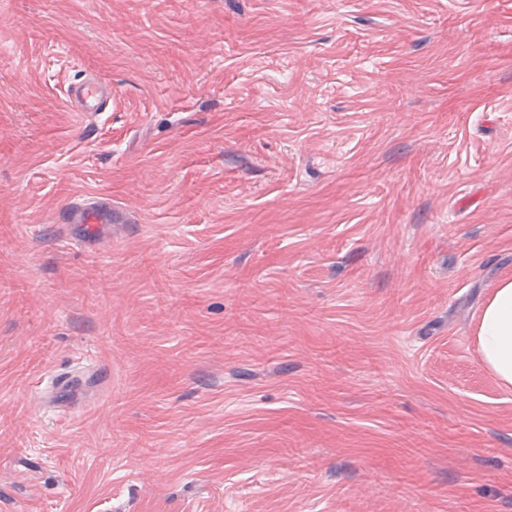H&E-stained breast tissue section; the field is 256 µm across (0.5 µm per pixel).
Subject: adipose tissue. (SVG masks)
Returning <instances> with one entry per match:
<instances>
[{
    "label": "adipose tissue",
    "mask_w": 512,
    "mask_h": 512,
    "mask_svg": "<svg viewBox=\"0 0 512 512\" xmlns=\"http://www.w3.org/2000/svg\"><path fill=\"white\" fill-rule=\"evenodd\" d=\"M474 338L483 367L512 390V278L500 280L486 300Z\"/></svg>",
    "instance_id": "obj_1"
}]
</instances>
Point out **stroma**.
<instances>
[{
	"mask_svg": "<svg viewBox=\"0 0 512 512\" xmlns=\"http://www.w3.org/2000/svg\"><path fill=\"white\" fill-rule=\"evenodd\" d=\"M506 276L512 0H0V512H512ZM112 97V88L98 80H88L68 90V108L80 112H99ZM84 198H93L94 196L82 195ZM103 212L111 207L101 199H85L82 202L74 203L70 212V220L78 221L81 224H94L100 222L101 218L97 214L98 210ZM474 338L483 367L512 390V278L500 280L484 303Z\"/></svg>",
	"mask_w": 512,
	"mask_h": 512,
	"instance_id": "35a3bbf8",
	"label": "stroma"
}]
</instances>
